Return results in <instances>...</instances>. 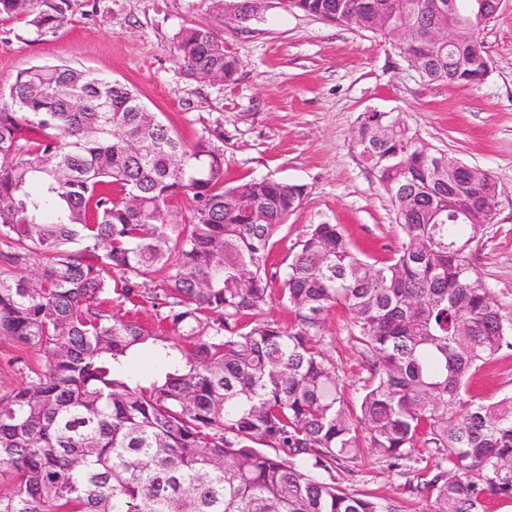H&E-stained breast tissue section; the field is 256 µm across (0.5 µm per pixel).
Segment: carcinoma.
I'll list each match as a JSON object with an SVG mask.
<instances>
[{"instance_id":"cac0c4a2","label":"carcinoma","mask_w":512,"mask_h":512,"mask_svg":"<svg viewBox=\"0 0 512 512\" xmlns=\"http://www.w3.org/2000/svg\"><path fill=\"white\" fill-rule=\"evenodd\" d=\"M404 2L289 6L384 35L403 26L423 77L471 83L484 42L422 39L463 0ZM215 4L228 24L257 13L254 0ZM69 11L70 0H0V15L39 36ZM178 53L190 77L238 70L208 24L183 29ZM142 107L129 85L67 64L26 68L0 91V335L44 353L0 396V512H393L341 488L334 469L366 448L407 467L419 441L432 449L417 476L432 512L512 502V396L469 394L512 336L468 261L482 225L459 216L476 200L492 218L493 178L462 184L458 160L400 115L365 112L355 145L391 201L398 253L372 262L322 223L272 271L304 187L228 183L223 151ZM35 257L37 278L15 274ZM275 284L291 326L260 318ZM114 301L150 306L158 326L112 313ZM334 306L369 354L355 408L311 333ZM145 348L159 370L128 376Z\"/></svg>"}]
</instances>
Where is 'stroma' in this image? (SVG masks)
<instances>
[{"instance_id": "35a3bbf8", "label": "stroma", "mask_w": 512, "mask_h": 512, "mask_svg": "<svg viewBox=\"0 0 512 512\" xmlns=\"http://www.w3.org/2000/svg\"><path fill=\"white\" fill-rule=\"evenodd\" d=\"M69 22L56 34H33L20 17L0 16V90L28 67L68 64L133 86L141 100L188 140L224 152V178L270 176L303 185L269 263L280 267L312 225H342L370 259L397 251L401 235L391 203L354 145L364 112L402 114L436 149L489 173L498 187L495 214L469 261L490 288L504 322L512 323V0H503L481 35L490 60L479 84L429 82L391 36L348 28L263 0L246 24L220 25L213 0H71ZM218 27L235 52L228 81L189 78L176 52L181 29ZM316 333L355 401L367 355L350 336L348 314L323 313ZM41 352L0 337V394L17 387L24 364ZM476 397L512 394V347L476 376ZM347 491L390 504L395 512H431L412 475L368 454L337 466Z\"/></svg>"}]
</instances>
